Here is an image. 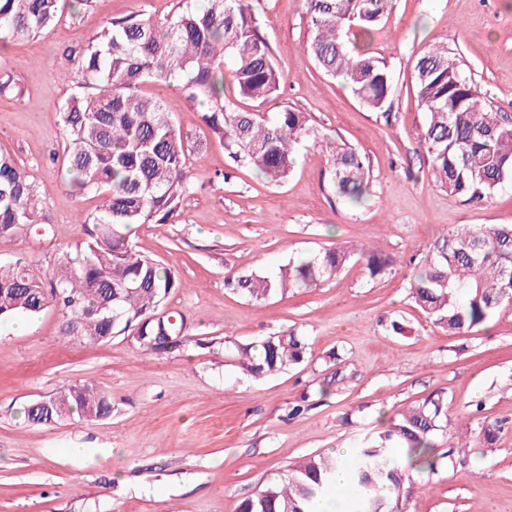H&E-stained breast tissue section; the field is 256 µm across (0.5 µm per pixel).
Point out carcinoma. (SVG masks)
<instances>
[{"mask_svg": "<svg viewBox=\"0 0 512 512\" xmlns=\"http://www.w3.org/2000/svg\"><path fill=\"white\" fill-rule=\"evenodd\" d=\"M89 2L0 0V42L35 36L57 24L66 7ZM303 7L309 18L304 52L326 74L342 77L365 107L387 112L392 70L370 51H351L344 34L355 25L372 37L391 14L393 0H303ZM73 61L65 78L75 92L59 107L62 166L71 188L93 192L101 202L79 220L87 238L63 255L49 284L21 258L0 264V323L35 316L53 302L67 314L63 335L98 343L139 321L178 287L170 271L129 243L136 224L174 223L192 189L188 141L162 99L143 93L144 84H176L201 107L209 136L234 161L274 183L287 179L301 144L316 134L307 114L292 108L270 115L233 108L236 97L270 102L280 95L282 74L259 33L252 0H206L202 7L177 0L163 20L144 13L112 18L74 52ZM226 69L233 79L228 88ZM413 78L435 182L451 195L480 202L512 181V124L487 103L448 46L420 55ZM369 174L356 149L345 144L332 152L328 187L336 196L362 203ZM38 205L34 178L0 152V236L34 223ZM355 254L372 279L390 265L363 247L339 245L275 274L241 276L227 285L262 303L334 278ZM409 290L450 336L484 323L512 300V224L452 227L422 249ZM306 349L298 336H269L239 348L240 365L254 377L272 374L301 362ZM45 401L42 409H25L28 420L49 424L73 413L102 418L112 411L108 397L89 380ZM445 416L442 398L430 395L396 412L372 443L357 449L347 472L346 512H401L404 471L434 470V438ZM343 466L334 453L307 457L293 466L285 484L259 489L239 512H315L316 491L329 490Z\"/></svg>", "mask_w": 512, "mask_h": 512, "instance_id": "1", "label": "carcinoma"}]
</instances>
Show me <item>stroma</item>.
Returning <instances> with one entry per match:
<instances>
[{
	"instance_id": "obj_1",
	"label": "stroma",
	"mask_w": 512,
	"mask_h": 512,
	"mask_svg": "<svg viewBox=\"0 0 512 512\" xmlns=\"http://www.w3.org/2000/svg\"><path fill=\"white\" fill-rule=\"evenodd\" d=\"M176 0H92L39 36L0 43V66L22 93L0 97V149L40 190L38 221L0 237V262L26 259L51 275L84 237L78 214L98 204L73 191L51 157L62 143L59 80L110 18L169 16ZM260 33L282 72L272 103L237 99L246 112L287 106L307 113L318 138L300 149L285 183L236 166L208 136L179 91L155 84L192 147L193 189L173 224L134 228L136 250L181 282L157 316L183 323L171 349L143 350L131 334L70 341L65 314L49 306L18 334L0 326V512H238L268 481L286 480L309 455L358 448L386 417L442 393L448 425L436 435L433 471L406 470L403 512H512V306L461 336L434 326L409 295L418 252L451 225L512 224V182L467 204L431 177L421 141L424 113L413 64L445 44L492 106L512 120V0H395L370 51L393 69L388 113L360 104L342 80L304 52L301 0H256ZM348 143L366 159L369 195L359 206L327 187L331 150ZM391 260L368 278L359 262L335 279L257 304L227 288L230 276L263 274L337 243ZM281 334L304 337L303 360L264 377L246 375L238 347ZM92 381L111 400L103 418L28 421L24 409L61 388ZM298 415H290L294 405ZM501 422L492 444L481 427ZM470 446L455 452L457 435Z\"/></svg>"
}]
</instances>
